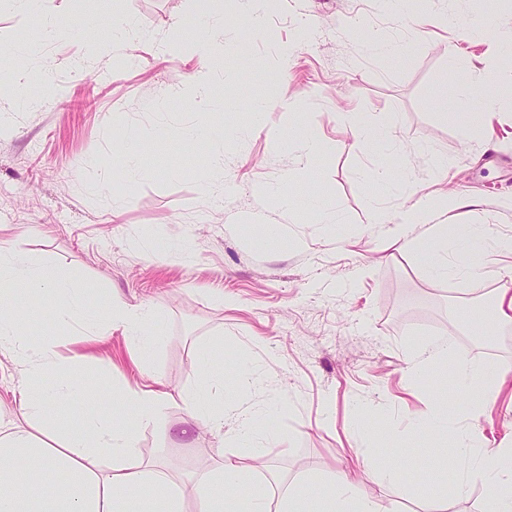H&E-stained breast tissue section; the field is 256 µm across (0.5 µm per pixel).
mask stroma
<instances>
[{"mask_svg":"<svg viewBox=\"0 0 512 512\" xmlns=\"http://www.w3.org/2000/svg\"><path fill=\"white\" fill-rule=\"evenodd\" d=\"M490 7L498 30L512 31V0H408L401 10L388 0H278L261 19L229 21L216 57L224 71L245 74L244 95L204 114L184 95L199 65L193 48H160L190 19L192 0H44V14L65 15L72 35L28 58L43 76L25 88L39 107L0 90V240L57 266L93 297L109 292L153 309L156 354L142 366L117 331L85 345L78 329L25 305L20 325L33 346L54 340L85 354L83 380L105 408L113 385L161 382L170 395L164 417L139 434L138 448L186 494L197 467L235 454L245 481L273 508L301 488L322 494L345 465L393 512H420L430 489L419 471L406 469L401 486L376 477L424 448L441 459V444L406 423L429 412L434 385L455 381L441 363L410 372L409 353L445 341L458 359L512 365V324L489 339L465 323L471 308L494 305L512 277L506 263L488 255L476 284L433 282L410 255L385 248L374 225L376 208L393 216L411 190L441 188L472 199L452 223L512 236V70L501 71L506 101L477 138L463 140L438 105L447 64L464 72L487 57L488 45L471 39L465 23ZM116 11L146 35L127 45L134 64L109 54L84 60V40L108 38ZM92 13L93 30L84 24ZM368 33L401 41L406 55L370 52ZM254 99L267 104L263 131L235 134ZM343 112L393 128L397 155L352 147ZM204 122L228 128L222 150L183 141V127ZM301 126L326 144L312 175L300 163ZM122 145L142 152L143 175L130 187L115 153ZM437 158L445 170L434 167ZM174 161L176 175L168 172ZM391 163L409 165L407 180L375 184L372 173ZM316 193L339 223H316L307 208ZM267 224L284 225V243H262ZM161 240L170 249L157 250ZM208 349L224 364L225 401L271 421V438L236 442L231 419L220 432L181 434L182 397L205 377L195 355ZM243 366L256 387H240ZM458 409L489 447L512 448V380L495 402L475 394ZM392 425L401 454L364 453L360 429L381 436Z\"/></svg>","mask_w":512,"mask_h":512,"instance_id":"1","label":"stroma"}]
</instances>
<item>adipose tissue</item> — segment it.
Masks as SVG:
<instances>
[{
    "mask_svg": "<svg viewBox=\"0 0 512 512\" xmlns=\"http://www.w3.org/2000/svg\"><path fill=\"white\" fill-rule=\"evenodd\" d=\"M19 10L36 17L32 35L18 43L14 52L0 58V86L9 85L25 72V59L46 40L67 37L61 19L40 16V0H15ZM194 15L207 29L206 39L194 36L193 26L166 44L168 52L192 43L202 64L190 77L186 94L209 104L208 86L217 69L215 52L225 42L228 13H244L255 6L272 7L275 0H192ZM494 12H485L472 30L474 36L492 37L498 51L497 69L512 67V41L497 37ZM497 69L472 66L453 76L455 94L450 100L452 115L464 136L477 131L483 113L496 111ZM342 122L351 132L353 144L378 150L394 144L389 127L369 120L366 113L347 112ZM458 206L446 192L420 197L416 203L390 220L379 212L377 222L390 246L409 253L436 279H478L482 257L489 252L512 254V237H492L481 224H443L440 216ZM48 297L58 321L80 327L89 339L118 329L136 341L141 362L151 356V325L155 314L144 305L105 301L101 309L90 308L86 291L51 265L36 261L0 242V352L9 353L14 367L26 382L17 390V409L28 422L37 423L36 433L21 436L0 431V512H187L181 487L163 469L144 462L137 448L140 431L155 424L164 414L169 394L158 388L121 387L122 403L130 409L114 420L99 405L95 395L79 381L82 355L61 357L57 342L42 344L29 353V339L18 329V300L38 305ZM448 360L454 376L453 390L437 389L430 416L410 421L413 432L452 435L437 471L426 473L435 492L423 512H448L449 493H463L472 483H481L492 504V512H512V448H477L471 430L449 425L447 408L463 397L479 393L494 400L512 371L492 365L476 366L449 361L447 344L419 349L409 358L412 370L426 371L434 359ZM222 371L186 393L183 403L188 424L223 430L228 415H235L237 439L263 431L256 415L246 409L229 410L220 396ZM62 396L76 403L81 415L76 429L59 432L50 414ZM244 468L230 455L217 466L201 468L193 476L198 491L197 512H269L264 493L246 485ZM314 512H392L382 501L364 494L349 479L331 482Z\"/></svg>",
    "mask_w": 512,
    "mask_h": 512,
    "instance_id": "ef3b65f1",
    "label": "adipose tissue"
}]
</instances>
